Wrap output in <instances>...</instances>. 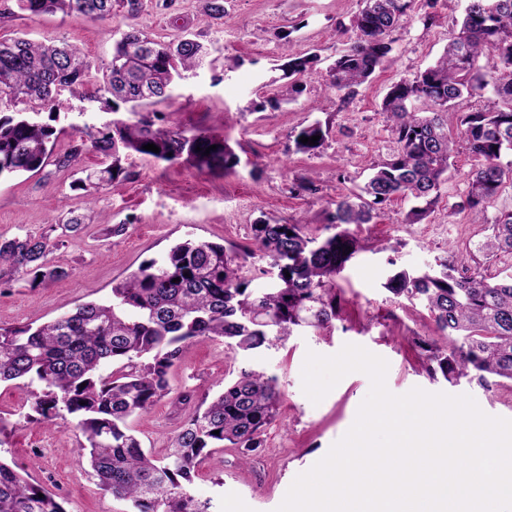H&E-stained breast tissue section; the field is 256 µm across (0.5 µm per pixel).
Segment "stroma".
Segmentation results:
<instances>
[{
    "mask_svg": "<svg viewBox=\"0 0 512 512\" xmlns=\"http://www.w3.org/2000/svg\"><path fill=\"white\" fill-rule=\"evenodd\" d=\"M224 15L204 16L203 0H141L138 27L160 42L195 37L210 56L198 74L179 82L171 99L152 104L169 128H213L240 159L229 174L147 159H124V174L98 195L102 224H85L64 235L57 216L82 211L81 193L72 184L82 169L102 164L90 153L77 165L50 177L27 173L0 180V235L47 234L57 243L51 258L65 266L67 278L45 286L19 279L0 287V325L38 326L59 313L62 303L77 305L111 297L112 287L145 261L175 243L201 239L224 246L248 245L253 225L302 221L309 236H328L336 200L360 192L374 165L396 150L382 100L390 85L426 68L458 31L465 0H417L407 20L393 32V49L383 66L348 100L325 91L326 70L354 42L352 18L362 0H222ZM16 0H0V40L23 36L35 41L65 40L93 63L109 62L112 47L126 30L125 12L106 22L78 14H17ZM436 21L424 26L426 12ZM312 56L302 91L281 100V66L289 54ZM112 113L99 103L64 98L56 121L55 152L69 142L70 126L100 127ZM329 127L320 153L296 152L293 136L313 122ZM474 161L460 151L441 187V198L426 218L407 223L414 202L396 198L372 223L355 230L364 248L336 278L341 315L331 330L299 332L284 345L250 355L229 352L223 342L185 346L170 373V397L129 425L144 448L163 455L169 437L184 423L174 396L195 399L221 391L238 368L251 367L275 377L281 393L278 415L264 435V449L241 460L236 449L218 452L199 466L194 492L210 499L214 512H275L295 477L322 459L352 426L370 390L361 372L346 375L320 402L302 391L307 352L337 353L355 344L388 362L386 385L401 395L418 387L428 392L472 396L491 416L512 419V383L449 385L432 379L416 339L434 337L435 325L422 301L395 297L385 287L395 272L425 270L448 261L458 271H480L501 279L512 276V251L484 256L479 246L497 215L512 210V185L491 202L484 219L449 213L459 202ZM34 389L26 381L0 385V416L8 421L0 435V459L24 470L31 482L52 492L65 512H130V506L104 492L88 465L79 463L81 438L76 418L61 414L53 423L38 420Z\"/></svg>",
    "mask_w": 512,
    "mask_h": 512,
    "instance_id": "stroma-1",
    "label": "stroma"
}]
</instances>
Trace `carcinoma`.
Returning a JSON list of instances; mask_svg holds the SVG:
<instances>
[{"label": "carcinoma", "mask_w": 512, "mask_h": 512, "mask_svg": "<svg viewBox=\"0 0 512 512\" xmlns=\"http://www.w3.org/2000/svg\"><path fill=\"white\" fill-rule=\"evenodd\" d=\"M118 1L129 17L138 15L140 0H16L18 10L30 16L79 13L95 21L111 19ZM414 2L365 0L353 19L357 39L330 66L327 88L346 99L354 96L384 64L392 51L390 35ZM208 55L194 38L161 43L131 25L115 41L92 98L105 110L127 107L136 115L147 101L172 98L175 81L195 73ZM308 66V57L288 55V76L301 77ZM91 71L73 44L0 41V103L21 106L0 114V178L42 171L49 176L47 166L67 169L97 152L110 163L84 169L78 178L93 202L103 186L125 173L122 159L130 155L212 173L238 165L223 137L207 129L161 128L146 118L76 128L67 150L54 153L56 130L37 116L56 118L66 90L86 97ZM487 87L500 107L449 111ZM416 101L429 111L409 110ZM381 109L397 152L373 168L360 193L336 201L329 219L336 226L333 235L310 237L296 222L253 225V249L188 239L141 264L112 287L107 301L79 304L36 328L0 326V383L37 384L33 410L46 423L62 409L77 418L78 461L91 466L104 491L131 503L132 512H211V499L189 490L199 465L224 447L251 457L264 447L265 430L278 413L276 379L243 368L211 400L197 405L191 394L177 396L174 403L185 411L182 429L165 455L146 451L128 422L169 395L170 373L185 345L222 338L238 354L275 347L299 328L329 330L338 308L336 276L362 249L349 226L371 223L381 206L398 197L425 203L407 215L411 224L423 220L439 199L459 144L475 167L451 212L480 217L504 184H512V0H467L458 33L441 56L394 83ZM328 134L319 122L301 128L294 135L295 151L317 154ZM316 135L313 145L300 141ZM147 144L160 151L143 149ZM211 145L216 149L204 154ZM56 246L47 234L0 235V285L24 277L43 285L67 278L69 270L50 258ZM503 249L512 251V211L496 217L480 245L488 254ZM257 252L269 259L272 277L267 287L253 290L244 270ZM439 267L401 271L385 284L397 297L425 303L441 336L419 343L430 374L453 385L462 379L480 386L491 378L512 381V277L493 281L479 272L461 274L447 262ZM104 366L111 367L106 375ZM0 512L64 509L53 494L0 461Z\"/></svg>", "instance_id": "1"}]
</instances>
